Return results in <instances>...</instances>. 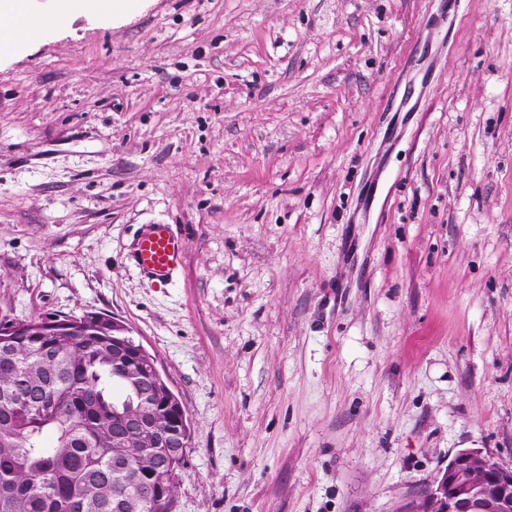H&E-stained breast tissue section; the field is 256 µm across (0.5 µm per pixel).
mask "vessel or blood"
Listing matches in <instances>:
<instances>
[{"label": "vessel or blood", "mask_w": 512, "mask_h": 512, "mask_svg": "<svg viewBox=\"0 0 512 512\" xmlns=\"http://www.w3.org/2000/svg\"><path fill=\"white\" fill-rule=\"evenodd\" d=\"M184 254V241L168 225L152 224L139 236L131 259L149 276L164 280L180 265Z\"/></svg>", "instance_id": "obj_1"}]
</instances>
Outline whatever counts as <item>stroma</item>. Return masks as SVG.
Here are the masks:
<instances>
[{"mask_svg":"<svg viewBox=\"0 0 512 512\" xmlns=\"http://www.w3.org/2000/svg\"><path fill=\"white\" fill-rule=\"evenodd\" d=\"M0 56V314L122 321L172 512H395L512 466V0H142ZM167 224V282L131 251Z\"/></svg>","mask_w":512,"mask_h":512,"instance_id":"1","label":"stroma"}]
</instances>
